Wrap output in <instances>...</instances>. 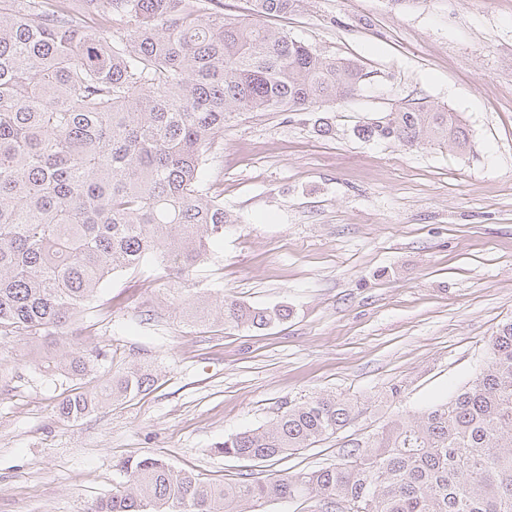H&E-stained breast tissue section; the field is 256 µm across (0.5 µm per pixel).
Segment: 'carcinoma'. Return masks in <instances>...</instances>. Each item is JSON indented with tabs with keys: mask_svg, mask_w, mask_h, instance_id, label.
I'll return each instance as SVG.
<instances>
[{
	"mask_svg": "<svg viewBox=\"0 0 512 512\" xmlns=\"http://www.w3.org/2000/svg\"><path fill=\"white\" fill-rule=\"evenodd\" d=\"M251 21L221 0H0V341L55 349L46 369L69 380L55 413L79 421L151 388L131 368L89 390L102 352L61 345L70 325H97L89 305L112 274L151 261L189 278L224 236L223 190L208 168L224 128L243 112L321 115L355 94L363 69L327 57L264 18L300 0H252ZM411 147L469 132L454 113L416 102L357 129ZM187 317L262 329L286 305L198 298ZM486 366L448 401L388 420L335 464L291 474L204 480L161 458L115 464L125 482L84 512H263L285 499L319 512H512V320ZM359 410L335 396L284 407L266 428L216 446L268 462L336 434Z\"/></svg>",
	"mask_w": 512,
	"mask_h": 512,
	"instance_id": "obj_1",
	"label": "carcinoma"
}]
</instances>
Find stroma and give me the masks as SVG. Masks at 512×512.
Masks as SVG:
<instances>
[{"instance_id":"stroma-1","label":"stroma","mask_w":512,"mask_h":512,"mask_svg":"<svg viewBox=\"0 0 512 512\" xmlns=\"http://www.w3.org/2000/svg\"><path fill=\"white\" fill-rule=\"evenodd\" d=\"M267 24L356 61L361 87L327 108L326 136L301 112L226 127L211 174L229 221L209 259L186 280L150 263L113 274L96 298L104 322L70 327L73 347L104 349L103 368L151 363L150 391L67 421L54 412L66 380L0 345V512H82L129 456L229 479L329 466L393 415L447 400L512 320V0H302ZM411 102L458 113L470 150L357 136ZM203 294L292 314L204 326L182 313ZM319 395L356 418L275 463L215 453Z\"/></svg>"}]
</instances>
